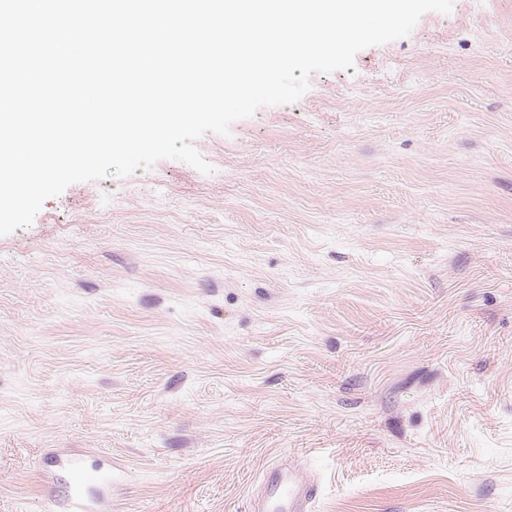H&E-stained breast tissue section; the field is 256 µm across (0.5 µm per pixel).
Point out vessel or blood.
Returning <instances> with one entry per match:
<instances>
[{"label":"vessel or blood","instance_id":"vessel-or-blood-1","mask_svg":"<svg viewBox=\"0 0 512 512\" xmlns=\"http://www.w3.org/2000/svg\"><path fill=\"white\" fill-rule=\"evenodd\" d=\"M49 463L76 477L67 498L68 512H91L92 494L106 482L100 469L86 466L83 456L74 451L52 453ZM320 491L317 482L302 478L291 461L281 459L263 472L249 512H311Z\"/></svg>","mask_w":512,"mask_h":512}]
</instances>
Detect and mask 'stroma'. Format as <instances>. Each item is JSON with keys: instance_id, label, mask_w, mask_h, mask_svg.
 <instances>
[{"instance_id": "35a3bbf8", "label": "stroma", "mask_w": 512, "mask_h": 512, "mask_svg": "<svg viewBox=\"0 0 512 512\" xmlns=\"http://www.w3.org/2000/svg\"><path fill=\"white\" fill-rule=\"evenodd\" d=\"M0 236V512H512V0H454L293 104ZM49 463L50 467L73 474L77 478L67 498V509L71 512L93 511L90 507L93 492L109 482L100 469L86 466L83 456L74 451L52 453ZM321 488L304 479L291 461L269 465L258 481L248 512H310Z\"/></svg>"}]
</instances>
